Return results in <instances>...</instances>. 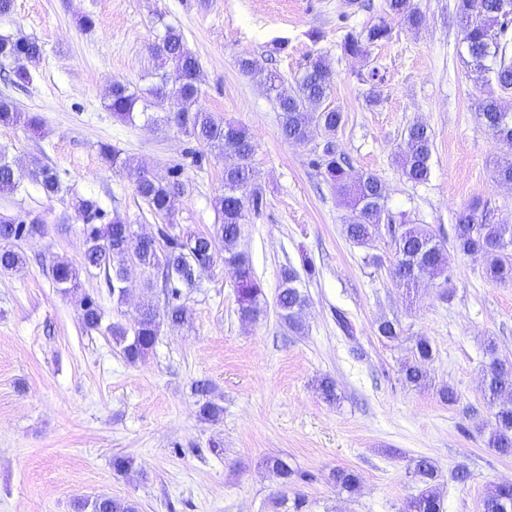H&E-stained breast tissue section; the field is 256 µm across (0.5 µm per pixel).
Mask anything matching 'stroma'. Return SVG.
I'll list each match as a JSON object with an SVG mask.
<instances>
[{"label": "stroma", "instance_id": "obj_1", "mask_svg": "<svg viewBox=\"0 0 512 512\" xmlns=\"http://www.w3.org/2000/svg\"><path fill=\"white\" fill-rule=\"evenodd\" d=\"M367 2L362 9L350 0H14L13 12L0 16V34L34 38L44 49L25 90L0 79V95L43 121L36 134L0 126V151L18 176L17 190L0 193V213L43 221L41 234L16 242L21 264L0 273V512H72L74 499L99 495L134 498L140 512H276L281 495L304 499L303 512H406L421 489L414 469L422 458L437 467L443 512H482L491 487L512 483V457L488 447L493 410L483 395L485 341L495 340L512 366V282L487 280L480 262L450 247L455 217L470 205L492 223L512 224V185L492 171L507 149L476 112L480 93L454 0H416L427 19L421 30L399 25L367 55H344V36L384 15L385 0ZM86 16L92 28L82 26ZM167 24L199 60L200 104L250 132L265 205L238 248L264 300L257 318L243 320L232 274L221 264L200 271L197 288L182 296L189 324L163 325L150 354L133 364L111 337L84 330L79 302L92 295L106 321L131 322L144 301L164 304L147 285L152 271L131 268L129 295L118 305L95 272L82 273L80 292L62 293L51 266L79 261L84 251L76 195L119 212L136 232H157L159 218L126 173L102 160L103 143L157 177L181 169L176 229L207 233L217 222L223 158L208 152L194 162V141L168 126L164 112L130 125L104 104L113 82L151 84L149 46ZM316 52L335 73L329 100L346 117L336 144L351 175L376 174L393 213L429 225L449 245L448 288L426 281L406 293L394 279L390 237L370 247L346 238L350 211L312 166L311 146L282 138L260 75L237 65L257 59L290 91ZM375 68L382 79L373 83ZM371 93L377 105H369ZM416 122L433 140L430 178L417 185L396 161ZM35 160L59 173L62 193L43 194L29 174ZM306 259L315 272L301 278L308 305L299 335L275 300L282 268ZM340 313L352 334L339 328ZM383 320L399 323V339L379 336ZM419 336L434 358L426 385L414 387L401 369ZM326 376L336 383L333 403L318 388ZM200 380L224 407L219 422L199 417ZM445 386L455 403L441 400ZM116 455L132 457L133 471L116 473ZM277 459L311 481L280 485L271 472ZM337 468L356 472V492L330 480Z\"/></svg>", "mask_w": 512, "mask_h": 512}]
</instances>
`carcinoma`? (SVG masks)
I'll use <instances>...</instances> for the list:
<instances>
[{
  "label": "carcinoma",
  "mask_w": 512,
  "mask_h": 512,
  "mask_svg": "<svg viewBox=\"0 0 512 512\" xmlns=\"http://www.w3.org/2000/svg\"><path fill=\"white\" fill-rule=\"evenodd\" d=\"M512 0H455V11L461 25V43L469 56L471 80L482 89L477 100V112L492 140L512 148V112L501 104L502 95L512 93V14L504 10V2ZM419 30L426 19L412 0H385V16L361 32H349L340 44L347 55H363L372 46L393 38V22ZM155 60L156 82L145 89L132 91L120 83H112L106 92L107 108L124 122L133 123L137 115L161 110L166 123L192 138L203 149L224 157V185L215 198L218 224L211 234L187 231L170 234L168 225L158 228L152 237L134 233L128 220L118 213L105 217L97 200L75 196L72 207L82 220L81 233L85 249L80 262L57 260L52 276L63 292L81 286L80 273L96 270L104 274L109 295L122 304V283L131 254H136L144 268L162 269L167 303L163 310L152 304L141 307L131 323L104 324V311L99 301L88 295L81 303L80 320L87 331L112 337L124 357L131 363L143 360L153 350L162 321L183 325L188 311L180 303L182 289L198 287V265H213L220 257L217 245H222L224 266L232 269L237 287L239 313L244 319H254L261 311L263 289L247 256L236 250L237 241L250 214H258L264 205L263 188L251 163L253 145L246 126L216 120L199 105L202 73L197 57L188 49L182 32L170 25L159 33L150 46ZM43 55L42 46L33 38L0 35V72L13 85L25 87L33 81L30 66ZM334 71L327 57L316 53L308 57L294 93L282 89L279 73L269 71L264 77L266 91L274 95L279 112L281 134L289 142L314 144V164L323 170L325 180L337 197L350 209L345 227L346 236L360 246H370L387 233L394 244L397 258L395 279L408 290L427 275L448 286V252L430 227L409 223L406 215H393L386 205L381 180L366 173L356 180L348 177L350 165L338 151L336 134L344 124V112L324 105L330 96ZM0 125L20 126L37 132L42 119L23 112L9 96H0ZM433 140L422 123L408 126L399 146L397 161L407 181L421 184L429 179ZM102 158L113 167L125 168L136 193L149 211L167 220L173 216V200L184 190L180 169L171 171L169 178H158L143 167H126L120 152L108 144L100 145ZM496 178L512 183V159L493 160ZM32 179L44 194L52 197L62 191L59 174L53 168L36 163L30 170ZM18 187L13 164L0 156V192L12 193ZM42 219L30 213L25 216L0 215V271H11L21 262L13 243L40 231ZM453 244L455 249L483 264L484 274L493 282L512 281V224H488L478 206L472 205L456 216ZM282 287L275 301L280 317L288 327L303 329L301 312L307 295L298 287L300 273L288 266L281 273ZM489 362L484 370V391L488 403L495 407L490 430L489 447L495 452L512 456V374H507L498 356L497 345L489 339L485 344ZM433 359V347L425 337L415 342L414 359L402 367L407 383H426V364ZM195 391L202 396L200 417L209 422L219 421L224 407L208 398L211 384L199 381ZM338 486L356 491L359 478L355 472L338 469L331 473ZM415 476L423 488L408 504L407 512H443L440 495L434 481L436 467L429 460L416 465ZM74 512H139L132 499L97 496L79 499ZM483 512H512V484L493 486L483 499Z\"/></svg>",
  "instance_id": "carcinoma-1"
}]
</instances>
